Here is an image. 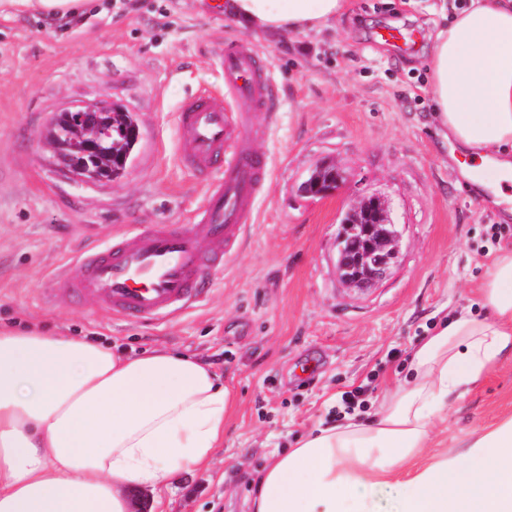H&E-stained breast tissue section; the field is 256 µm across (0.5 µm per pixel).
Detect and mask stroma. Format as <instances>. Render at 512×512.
Returning <instances> with one entry per match:
<instances>
[{"instance_id": "1", "label": "stroma", "mask_w": 512, "mask_h": 512, "mask_svg": "<svg viewBox=\"0 0 512 512\" xmlns=\"http://www.w3.org/2000/svg\"><path fill=\"white\" fill-rule=\"evenodd\" d=\"M441 23L434 0H350L335 25L284 36L245 31L209 0H97L75 28L41 14L0 12V325L32 322L129 354L153 347L198 358L232 402L209 469L182 473L155 508L250 512L258 472L315 427L343 423L344 393L375 410L409 369L413 348L477 289L512 219L460 175L433 121L425 58ZM252 43L271 64L273 116H257L271 173L235 255L211 291L167 322L113 320L93 302L49 300L61 270L79 275L93 241L131 224H183L202 187L176 158L175 110L216 83L218 40ZM130 112L140 135L123 176L80 182L39 143L74 103ZM344 182L326 196L300 185L321 165ZM387 198L398 257L374 287H343L339 224L362 194ZM512 413V363L448 410V445Z\"/></svg>"}]
</instances>
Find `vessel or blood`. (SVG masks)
I'll return each instance as SVG.
<instances>
[{"label": "vessel or blood", "instance_id": "obj_1", "mask_svg": "<svg viewBox=\"0 0 512 512\" xmlns=\"http://www.w3.org/2000/svg\"><path fill=\"white\" fill-rule=\"evenodd\" d=\"M220 89H201L179 105L177 140L184 165L203 175V203L190 224H142L114 234L81 260L80 278H55L54 294L98 301L113 314L144 321L185 309L231 255L253 215L270 163L252 148L255 112L274 111L266 60L248 43L220 44ZM236 162L223 166L226 151Z\"/></svg>", "mask_w": 512, "mask_h": 512}]
</instances>
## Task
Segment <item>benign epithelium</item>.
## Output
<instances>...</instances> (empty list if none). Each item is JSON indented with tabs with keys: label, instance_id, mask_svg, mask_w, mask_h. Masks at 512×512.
<instances>
[{
	"label": "benign epithelium",
	"instance_id": "7a95c632",
	"mask_svg": "<svg viewBox=\"0 0 512 512\" xmlns=\"http://www.w3.org/2000/svg\"><path fill=\"white\" fill-rule=\"evenodd\" d=\"M122 117L105 104H75L58 112L51 125L63 123L67 135L60 139L51 133L48 142L61 166L79 181L100 182L112 180L103 166L79 162L75 156L100 151V118ZM342 182L340 169H335L327 182L308 181L303 192L324 195ZM399 251V234L389 219L388 205L381 196L370 195L360 199L346 212L336 237V270L347 288L368 289L388 274Z\"/></svg>",
	"mask_w": 512,
	"mask_h": 512
}]
</instances>
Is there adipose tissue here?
Here are the masks:
<instances>
[{"mask_svg": "<svg viewBox=\"0 0 512 512\" xmlns=\"http://www.w3.org/2000/svg\"><path fill=\"white\" fill-rule=\"evenodd\" d=\"M258 33L336 21L348 0H223ZM427 67L435 122L463 177L512 206V0H468L434 34ZM463 309L413 353V379L366 423L303 439L258 477L252 512H512V415L464 451L424 459L435 422L500 360L512 359V250ZM229 394L212 367L155 350L130 356L31 327L0 326V512H131L125 486L162 502L179 473L208 468ZM492 481H485V472Z\"/></svg>", "mask_w": 512, "mask_h": 512, "instance_id": "ef3b65f1", "label": "adipose tissue"}]
</instances>
